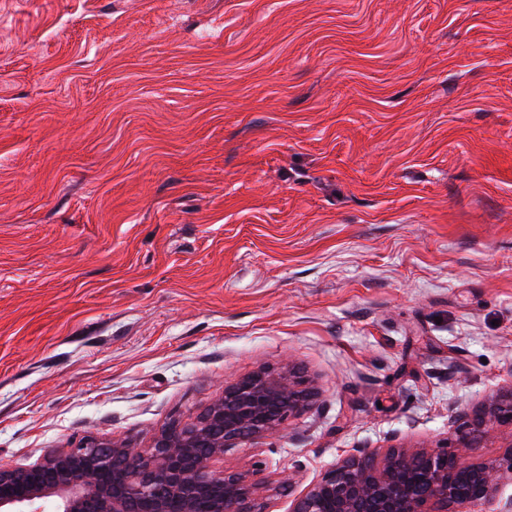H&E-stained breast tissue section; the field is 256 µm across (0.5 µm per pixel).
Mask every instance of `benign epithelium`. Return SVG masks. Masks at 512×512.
<instances>
[{"instance_id": "obj_1", "label": "benign epithelium", "mask_w": 512, "mask_h": 512, "mask_svg": "<svg viewBox=\"0 0 512 512\" xmlns=\"http://www.w3.org/2000/svg\"><path fill=\"white\" fill-rule=\"evenodd\" d=\"M309 399L292 375L256 374L224 387L184 427L154 434L146 448L87 439L32 465L0 464V512H259V481L218 467L239 442L278 430ZM512 428V388L461 417L454 443L480 448ZM501 466L472 464L448 447L379 454L354 448L296 496L289 512H512L500 495Z\"/></svg>"}]
</instances>
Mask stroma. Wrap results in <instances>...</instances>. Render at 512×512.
Masks as SVG:
<instances>
[{"label": "stroma", "mask_w": 512, "mask_h": 512, "mask_svg": "<svg viewBox=\"0 0 512 512\" xmlns=\"http://www.w3.org/2000/svg\"><path fill=\"white\" fill-rule=\"evenodd\" d=\"M290 367L263 512L512 388V0H0V463Z\"/></svg>", "instance_id": "1"}]
</instances>
